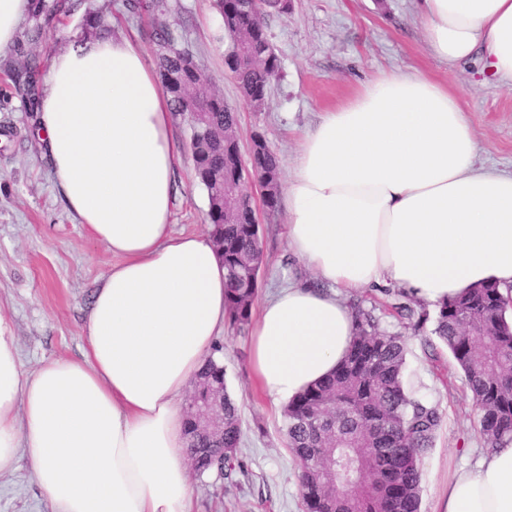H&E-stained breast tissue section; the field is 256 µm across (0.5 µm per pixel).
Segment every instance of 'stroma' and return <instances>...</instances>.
Returning <instances> with one entry per match:
<instances>
[{
  "mask_svg": "<svg viewBox=\"0 0 512 512\" xmlns=\"http://www.w3.org/2000/svg\"><path fill=\"white\" fill-rule=\"evenodd\" d=\"M174 38L188 47L210 78L212 91L239 114L241 148L261 133L289 172L298 143L323 112L350 99L364 84L396 69H416L448 81L460 96L484 166L512 171V90L470 61L447 68L430 53L414 0H291L288 12L264 16L280 61V75L262 106L247 100L224 67V27L211 0H167ZM67 9L25 43L0 53V313L11 322L24 370L55 358H77L81 324L94 291L113 262L58 196L44 145L34 136L35 100L50 55L85 39V17L103 15L115 37L154 54L153 16L132 18L121 0H66ZM35 61L32 87L10 79ZM180 151L171 222L175 232L203 231L208 199L194 174L185 117L172 119ZM264 255L259 300L287 282L311 284L312 272L288 250L283 208L258 206ZM361 301L381 329L404 336L408 393L435 405L442 425L421 459V512H433L456 473L472 469L486 447L479 412L464 374L432 323L413 329L394 306L401 288H365L344 294ZM249 330L225 325L216 342L226 383L242 415L241 471L227 479L191 476L194 512H303L301 488L286 446L283 414L258 388L249 364ZM0 512H50L27 461L0 475Z\"/></svg>",
  "mask_w": 512,
  "mask_h": 512,
  "instance_id": "stroma-1",
  "label": "stroma"
}]
</instances>
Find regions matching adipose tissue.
Masks as SVG:
<instances>
[{
    "mask_svg": "<svg viewBox=\"0 0 512 512\" xmlns=\"http://www.w3.org/2000/svg\"><path fill=\"white\" fill-rule=\"evenodd\" d=\"M447 66L475 58L512 85V0H415ZM35 102L54 183L116 258L82 327L83 353L34 371L0 314V474L27 459L52 512H192L183 396L227 321L209 233H175L179 148L145 50L103 36L54 52ZM457 93L396 70L323 113L301 139L282 205L289 250L319 286L260 309L249 363L287 401L346 356L342 293L398 286L435 307L512 287V173L481 167ZM438 512H512V444L448 483Z\"/></svg>",
    "mask_w": 512,
    "mask_h": 512,
    "instance_id": "adipose-tissue-1",
    "label": "adipose tissue"
}]
</instances>
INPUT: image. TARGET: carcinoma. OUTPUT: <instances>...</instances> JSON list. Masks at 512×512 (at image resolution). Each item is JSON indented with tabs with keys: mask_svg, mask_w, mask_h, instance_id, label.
<instances>
[{
	"mask_svg": "<svg viewBox=\"0 0 512 512\" xmlns=\"http://www.w3.org/2000/svg\"><path fill=\"white\" fill-rule=\"evenodd\" d=\"M224 21L227 57H238V43L250 37L255 54L238 61L235 80L256 105L265 99L280 65L260 49L269 44L262 17L285 13L283 0H213ZM157 67L171 99L172 112L187 117L196 176L208 197L210 234L226 270L225 307L238 329L251 324L263 264L260 232L247 206L231 213L217 187L218 174H234L235 160L222 142L238 140V115L210 92V79L189 49L177 44L164 23L154 33ZM257 175L276 208L281 193L280 161L267 151ZM512 298L498 285L482 284L436 308L434 334L461 368L480 410V431L491 449L512 443ZM406 344L402 336L380 330L370 316L354 317L350 349L325 379L311 385L284 408L286 440L300 470L305 512H419L420 461L432 445L442 415L406 390ZM200 391L190 399L185 423L188 452L199 473L228 478L242 467L240 409L224 393V440L192 428Z\"/></svg>",
	"mask_w": 512,
	"mask_h": 512,
	"instance_id": "1",
	"label": "carcinoma"
}]
</instances>
